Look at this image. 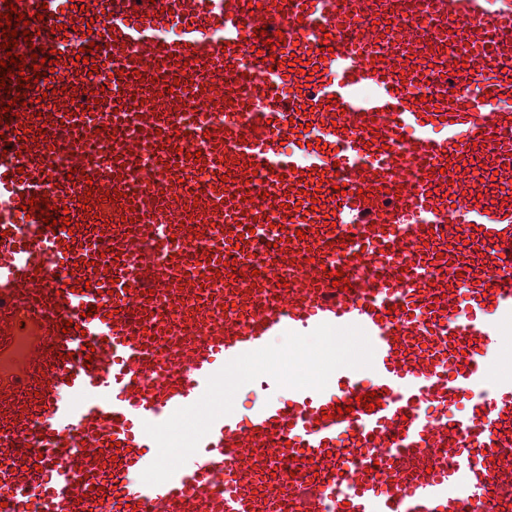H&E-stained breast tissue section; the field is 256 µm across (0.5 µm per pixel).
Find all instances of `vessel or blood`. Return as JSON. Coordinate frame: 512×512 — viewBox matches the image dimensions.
I'll use <instances>...</instances> for the list:
<instances>
[{"label": "vessel or blood", "mask_w": 512, "mask_h": 512, "mask_svg": "<svg viewBox=\"0 0 512 512\" xmlns=\"http://www.w3.org/2000/svg\"><path fill=\"white\" fill-rule=\"evenodd\" d=\"M390 2L0 0L32 35L0 102L57 53L43 99L0 113V512L512 504V383L494 376L512 0H411L437 36L386 22ZM196 167L205 192L171 189ZM322 323L366 332L368 377L220 417L142 482L145 424L220 363Z\"/></svg>", "instance_id": "obj_1"}]
</instances>
